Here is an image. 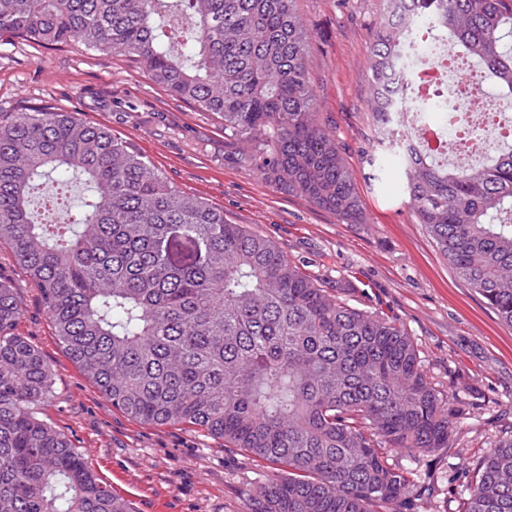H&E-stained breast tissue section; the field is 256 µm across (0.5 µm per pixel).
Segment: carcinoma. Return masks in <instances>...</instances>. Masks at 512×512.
I'll return each instance as SVG.
<instances>
[{
  "mask_svg": "<svg viewBox=\"0 0 512 512\" xmlns=\"http://www.w3.org/2000/svg\"><path fill=\"white\" fill-rule=\"evenodd\" d=\"M298 0H0V42H78L120 55L171 96L224 120L240 159L276 188L365 224L320 117ZM449 42L479 85L512 100V0H383L367 105L408 204L448 263L512 326V135L448 163L458 124L438 86L384 94L421 39ZM78 180L65 224L46 204ZM39 288L55 335L112 405L186 424L288 476L246 490L249 512H417L413 467L453 446L444 397L397 320L352 306L268 237L181 191L112 129L50 107L0 113V246ZM0 279V512H132L37 407L50 364L14 332ZM401 453L407 463L390 461ZM465 512H512V433L492 442Z\"/></svg>",
  "mask_w": 512,
  "mask_h": 512,
  "instance_id": "obj_1",
  "label": "carcinoma"
}]
</instances>
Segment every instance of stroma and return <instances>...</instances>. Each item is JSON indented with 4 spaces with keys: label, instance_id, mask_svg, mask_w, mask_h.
<instances>
[{
    "label": "stroma",
    "instance_id": "1",
    "mask_svg": "<svg viewBox=\"0 0 512 512\" xmlns=\"http://www.w3.org/2000/svg\"><path fill=\"white\" fill-rule=\"evenodd\" d=\"M298 8L313 35L308 64L322 118L355 178L367 223H341L276 189L242 166L241 147L225 140L217 116L173 99L124 58L76 42L58 49L0 43V112L50 106L112 129L181 190L275 241L306 274L345 288L353 305L399 320L424 371L450 398L456 424L453 446L419 462L434 485L422 512H463L480 457L512 427V327L418 224L401 168L378 142L366 84L381 0H299ZM0 279L20 302L16 333L53 369L42 418L81 448L134 512H247L245 490L276 466L186 426L140 422L113 407L65 354L39 289L5 247Z\"/></svg>",
    "mask_w": 512,
    "mask_h": 512
}]
</instances>
